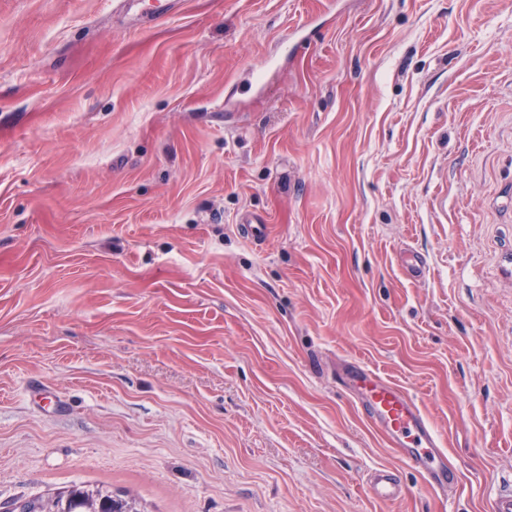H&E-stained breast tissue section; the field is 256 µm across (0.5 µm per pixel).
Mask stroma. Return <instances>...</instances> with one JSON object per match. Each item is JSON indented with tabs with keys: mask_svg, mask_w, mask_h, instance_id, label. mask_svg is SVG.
<instances>
[{
	"mask_svg": "<svg viewBox=\"0 0 512 512\" xmlns=\"http://www.w3.org/2000/svg\"><path fill=\"white\" fill-rule=\"evenodd\" d=\"M0 0V512H490L512 0ZM406 390L432 491L340 368ZM46 390L53 402L40 399ZM399 473L381 502L369 474ZM369 495L383 502L394 501L404 494L403 485L397 475L387 469L375 470L367 480ZM23 512H138L135 504L114 498L102 488L73 487L65 499L57 498L42 504L32 501Z\"/></svg>",
	"mask_w": 512,
	"mask_h": 512,
	"instance_id": "35a3bbf8",
	"label": "stroma"
}]
</instances>
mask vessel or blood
<instances>
[{"label": "vessel or blood", "instance_id": "1", "mask_svg": "<svg viewBox=\"0 0 512 512\" xmlns=\"http://www.w3.org/2000/svg\"><path fill=\"white\" fill-rule=\"evenodd\" d=\"M350 389L374 425L395 440L404 450V460L431 488H446L448 469L439 435L417 402L382 376L359 364L343 368ZM369 495L389 502L401 498L404 488L396 474L387 469L371 473L367 480Z\"/></svg>", "mask_w": 512, "mask_h": 512}]
</instances>
